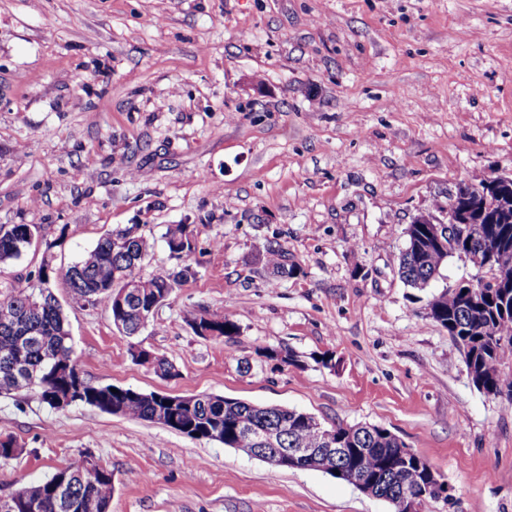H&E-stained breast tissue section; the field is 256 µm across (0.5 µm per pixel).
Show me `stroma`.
<instances>
[{"label": "stroma", "instance_id": "stroma-1", "mask_svg": "<svg viewBox=\"0 0 512 512\" xmlns=\"http://www.w3.org/2000/svg\"><path fill=\"white\" fill-rule=\"evenodd\" d=\"M507 172L512 0H0V225L42 228L0 290L135 228L142 277L193 274L134 337L52 279L88 380L388 428L451 488L426 512H512V402L476 388L395 259L414 216ZM271 241L295 275L267 268ZM191 312L239 333L198 336ZM282 349L298 364L264 356ZM1 439L21 453L0 495L89 455L110 512H392L323 472L34 391L0 395ZM492 176L474 179L473 181H461L455 191L456 197L461 201L475 203L477 200H483L482 193L485 191L486 183L493 178ZM165 242L172 258L181 259L184 253L188 256L191 252V242L184 224H171L165 234Z\"/></svg>", "mask_w": 512, "mask_h": 512}]
</instances>
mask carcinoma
<instances>
[{"label":"carcinoma","mask_w":512,"mask_h":512,"mask_svg":"<svg viewBox=\"0 0 512 512\" xmlns=\"http://www.w3.org/2000/svg\"><path fill=\"white\" fill-rule=\"evenodd\" d=\"M490 177L458 184L455 195L461 201L483 199ZM433 224H409L405 229L406 244L398 257V273L410 288L420 291L430 286L440 273L446 258L452 253L463 254L473 264L502 273H512V191L508 197L493 198L485 207H475L469 213V223L460 224L452 237L441 236L435 242ZM34 224L0 225V264L21 258L30 248L29 230ZM171 257L180 259L191 252L186 225L172 224L165 234ZM143 237L130 229L101 238L95 247L72 263L64 273L69 286L71 305H102L112 316L114 326L126 336L136 334L142 318L149 313L156 296L172 293L174 288L193 274L188 265L165 275L143 278L140 265L146 255ZM265 264L276 277H288L295 267L288 264L285 254L275 246L266 248ZM138 280L142 288L132 297L127 310L117 315L112 307V289L124 279ZM434 309L433 322L448 330L460 342L468 375L472 383L486 396L507 395L512 402V382L502 379L499 365L504 355L512 352V288H496L490 282H462L455 288H445L426 300ZM11 312L13 322L0 323V394L10 395L30 391L27 380L10 372L8 358L20 355L35 372L42 402L57 408L60 399L69 393H82L79 403L111 415H121L165 426L196 440H216L226 448H256L257 438L269 429L279 432V447L295 444L306 448L348 449L347 455L332 467L349 472L387 474L378 489L391 504L405 488L421 493L427 487L425 479L431 469L422 457L416 464L405 465L400 449L406 447L397 435L378 425L325 426L309 413L278 406H257L239 399L226 400L220 395L199 396L193 406L177 413L178 424L161 421L157 411L163 400L157 392H142L109 385H94L86 380L74 357L70 331L63 307L51 293L35 286L12 288L0 292V307ZM194 332L199 329L216 331L215 337L231 340L239 328L225 315L200 314L189 320ZM370 448L372 453L360 458L358 449ZM58 472L46 479L23 487L27 502H35L38 512H78L84 500L94 502V512H109L115 485L107 476L95 486H84L78 480L68 484L58 495L54 483Z\"/></svg>","instance_id":"1"}]
</instances>
